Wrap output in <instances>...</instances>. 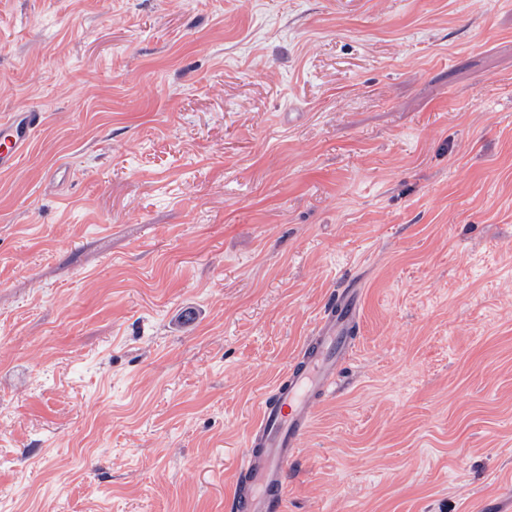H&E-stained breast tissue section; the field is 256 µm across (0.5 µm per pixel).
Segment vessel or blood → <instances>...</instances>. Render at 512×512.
<instances>
[{
	"instance_id": "1",
	"label": "vessel or blood",
	"mask_w": 512,
	"mask_h": 512,
	"mask_svg": "<svg viewBox=\"0 0 512 512\" xmlns=\"http://www.w3.org/2000/svg\"><path fill=\"white\" fill-rule=\"evenodd\" d=\"M36 110L0 121V169L15 167L42 124ZM360 292L347 288L331 301L284 371L272 395L262 396L249 430L238 479L247 487L232 512H281L288 465L296 458L320 402L334 393L341 366L352 353Z\"/></svg>"
}]
</instances>
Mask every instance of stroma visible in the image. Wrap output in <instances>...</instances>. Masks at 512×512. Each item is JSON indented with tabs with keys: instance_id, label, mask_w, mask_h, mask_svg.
<instances>
[{
	"instance_id": "obj_1",
	"label": "stroma",
	"mask_w": 512,
	"mask_h": 512,
	"mask_svg": "<svg viewBox=\"0 0 512 512\" xmlns=\"http://www.w3.org/2000/svg\"><path fill=\"white\" fill-rule=\"evenodd\" d=\"M0 512H230L328 300L285 512H512V0H0ZM43 114L37 110L16 112L0 122V169L15 167L42 124ZM360 292L345 288L331 301L273 388L259 400L249 430L238 484L247 493L233 500V512H281L288 464L297 456L320 402L334 393L341 366L352 353Z\"/></svg>"
}]
</instances>
